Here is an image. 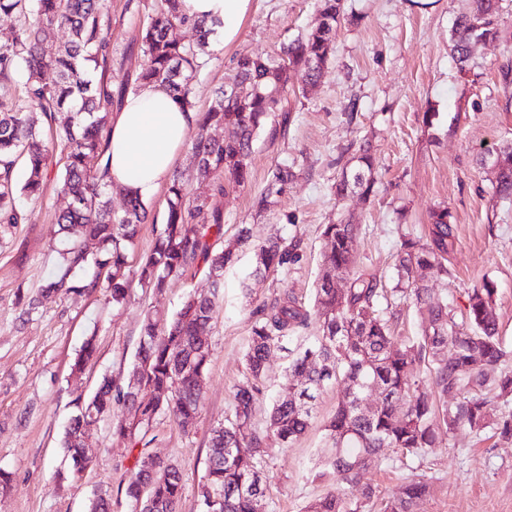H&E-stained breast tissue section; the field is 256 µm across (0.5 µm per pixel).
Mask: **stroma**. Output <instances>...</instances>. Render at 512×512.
Segmentation results:
<instances>
[{
  "mask_svg": "<svg viewBox=\"0 0 512 512\" xmlns=\"http://www.w3.org/2000/svg\"><path fill=\"white\" fill-rule=\"evenodd\" d=\"M356 23L342 24L334 53L315 87L298 94L301 77L284 94L288 116L273 114L253 142L245 186L227 187L215 202L224 212L217 248L234 245L235 260L224 271V288L206 329L212 356L203 385V404L194 427L182 431L168 415L154 421L151 454L174 461L182 476L179 512H199L198 488L206 469L212 429L234 408L233 391L248 374L245 353L251 328L263 307L290 296L313 309L324 272L327 224L360 225L354 248L358 267L396 283L402 236H425L428 216L438 207L451 212L448 273L416 277L436 296L464 310L473 287L492 290L499 337L512 369V200L495 196V176L484 160L512 148V0H500L497 40L476 44L467 71H459L448 38L458 14L471 0H345ZM112 41L118 51L110 73L113 88L130 82L144 60L128 44L138 40L140 17L128 0H107ZM318 16V0H252L238 39L210 53L193 80L200 106L234 73L243 56L277 58ZM433 113L432 124L423 121ZM374 147L375 184L370 199L354 193L339 200L334 185L363 142ZM293 165L294 179L267 210L255 207L271 173ZM59 155H52L43 194L23 200L24 223L0 228V470L10 484L0 489V512H88L97 491H109L112 512H128L123 489L134 462L127 441L113 432L105 414L86 443L91 463L73 475L61 440L75 400L91 395L102 377L127 383L146 311L169 319L193 293H207L211 280L203 265L186 268L156 293L131 282L123 303L107 289L45 297L41 287L57 271L60 239L56 213L67 199L56 191ZM150 221L140 227L128 252L137 268L156 242L166 192L148 201ZM278 237L295 244L296 258L267 277H253L255 251ZM97 356L82 372L70 363L88 337ZM285 352L268 363L263 395L247 437H259L267 462V492L257 512H304L330 490L315 477L325 426L340 386L318 398L306 432L282 446L266 440V413L286 397ZM424 477L430 493L416 512H512V443L467 429L440 433L419 460L401 464L384 451L369 465L363 482L381 498L401 494L407 481Z\"/></svg>",
  "mask_w": 512,
  "mask_h": 512,
  "instance_id": "obj_1",
  "label": "stroma"
}]
</instances>
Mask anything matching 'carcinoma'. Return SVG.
Here are the masks:
<instances>
[{
	"mask_svg": "<svg viewBox=\"0 0 512 512\" xmlns=\"http://www.w3.org/2000/svg\"><path fill=\"white\" fill-rule=\"evenodd\" d=\"M135 8L143 14L137 48L145 63L132 85L115 91L107 76L112 63V19L104 0H0V13L18 17L11 45L0 49V226L24 221L18 196L35 197L43 189L49 146L39 121L55 126L54 146L63 160L56 185L68 206L56 220L62 234L61 247L56 249L59 274L42 285L47 295L103 285L113 302L120 304L127 297L126 248L134 244L140 225L147 221V208L139 197L128 194L122 213H112L102 145L112 107L141 86L155 84L185 109L198 112L199 133L190 146L196 180L210 195H222L224 183L238 187L246 183L252 143L269 116L279 111L291 73L300 71L305 83H316L345 20L344 0H320L317 22L283 48L280 60L239 59L230 84L219 87L209 106L201 110L192 80L205 65L209 37L215 30L181 14L178 0H139ZM498 10L499 0H472L470 10L456 19L450 42L459 70L469 66L472 43L497 37ZM177 27L194 29L196 41L175 37ZM57 28L68 32L63 43L51 39ZM49 70L56 74L52 83L43 81ZM213 126L229 128L231 134L214 139L207 134ZM355 161V168L336 181V196L342 198L357 189L366 197L372 194L370 147L359 149ZM20 162L28 176L19 187L15 169ZM294 177L293 167L278 166L257 206H267ZM494 191L501 198H512V159L498 172ZM450 219L448 208H439L430 214L426 241L408 237L401 242L392 293L426 309L427 319L417 340L400 346L393 345L391 303L386 301L381 277L357 270L354 242L360 226L343 220L325 225L330 250L323 257L326 271L316 288L315 313L285 296L262 312L252 327L246 353L248 376L236 387L233 414L213 430L209 440L199 490L201 512H254L255 495L266 493L264 460L254 449L256 442L245 440L244 430L262 395L271 353L283 348L290 333L313 317L319 322L320 335L288 350L285 376L295 384L289 388L290 398L272 403L268 435L281 444L303 435L317 398L336 384H376L380 399L369 412L360 406L356 394H345L337 405L325 426V448L317 471V477L331 482L332 489L311 502L307 512H364L377 498V490L360 484V472L350 462L363 457L372 463L384 448L405 459L417 458L434 444L441 424L450 434L461 427L479 434L489 429L504 441L512 440V414L496 406L498 400L512 399V371L500 369L507 351L498 338L491 289L472 288L466 312L459 316L448 300L434 298L431 289L414 276L422 268L448 273L444 255L451 237ZM223 226L222 209L206 196H191L182 175L174 174L156 245L136 271L139 284L161 292L170 278L202 262L215 286H221L224 268L235 256L229 246L216 252L210 244V238H221ZM87 240L96 242V252H87L83 246ZM291 258L292 249L283 240L271 239L256 251L254 274L263 277ZM336 278L348 283L340 294L333 285ZM217 301L216 291L188 296L165 322L162 335L160 319L147 314L129 375L138 387L115 393L105 378L92 396L76 400L78 412L63 439L74 461L82 454L85 427L97 424L119 406L128 411L129 418L115 419L113 428L131 448L141 447L127 469L124 490L128 503L141 504V512H177L182 499L181 474L175 463L153 458L152 474L144 467L145 450L151 443L147 433L162 414L172 416L184 430L194 424L211 360L210 343L200 339V329L209 324ZM96 352L91 336L71 369L82 371ZM476 355L484 358V368L470 367ZM423 367L429 372L428 382L419 379ZM428 493L426 482L412 481L400 497L384 504L383 512H415Z\"/></svg>",
	"mask_w": 512,
	"mask_h": 512,
	"instance_id": "carcinoma-1",
	"label": "carcinoma"
}]
</instances>
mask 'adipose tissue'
<instances>
[{
  "mask_svg": "<svg viewBox=\"0 0 512 512\" xmlns=\"http://www.w3.org/2000/svg\"><path fill=\"white\" fill-rule=\"evenodd\" d=\"M251 0H180V10L194 20L219 21L212 50L235 42ZM195 112L183 109L154 85L126 96L112 116L109 133V179L127 193L151 198L170 180L176 160L195 127Z\"/></svg>",
  "mask_w": 512,
  "mask_h": 512,
  "instance_id": "obj_1",
  "label": "adipose tissue"
}]
</instances>
